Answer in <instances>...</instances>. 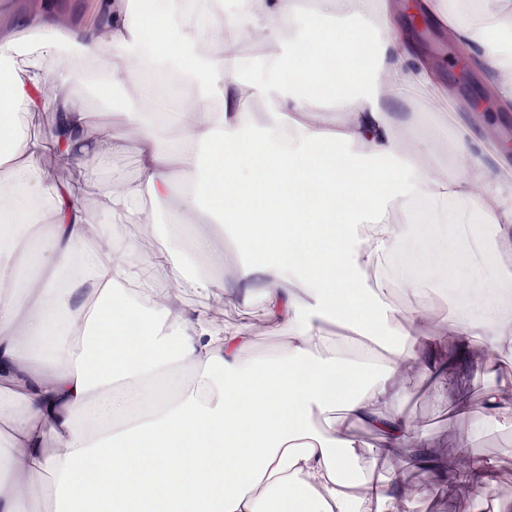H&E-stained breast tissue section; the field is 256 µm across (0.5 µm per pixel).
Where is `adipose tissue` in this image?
I'll use <instances>...</instances> for the list:
<instances>
[{"label":"adipose tissue","instance_id":"1","mask_svg":"<svg viewBox=\"0 0 512 512\" xmlns=\"http://www.w3.org/2000/svg\"><path fill=\"white\" fill-rule=\"evenodd\" d=\"M105 29L73 26L33 44L0 40V182L21 198L0 208V512H405L398 476L376 461L426 437L397 408L405 366L448 396L447 340L487 339L492 378L481 407L455 411L489 423L512 417V308L501 302L512 271L483 248L494 225L512 244V165L491 164L484 142L449 141L448 169L423 165L434 148L419 121L399 120L391 100L423 99L433 112L448 88L414 43L400 0H100ZM465 58L494 76L512 104V24L491 0H422ZM292 34H285V25ZM260 31L270 54L199 55L209 36ZM376 32L372 64L359 44ZM31 47L38 65L17 62ZM93 61L94 71L67 64ZM104 108L91 128L73 87ZM203 105L180 111L189 89ZM127 96L112 108L118 90ZM265 122L256 125L252 100ZM338 112L333 125L323 108ZM22 112H47L44 143L19 132ZM177 127L178 142L169 129ZM134 152L140 175L101 183L115 155ZM74 169L58 186L44 153ZM98 186L97 209L139 224L148 204L176 198L179 227L149 251L118 245L83 210L77 184ZM52 190L48 207L35 201ZM231 227L252 253L238 293L262 296L284 343L266 360L248 353L250 325L230 331L182 293L209 298L220 261L197 231L199 210ZM265 246L253 250L255 235ZM446 242L443 278L468 275L437 338L422 329L424 304L398 308L370 279L412 242ZM331 320L363 349L382 347L377 371L351 362L323 333ZM189 369L182 378L180 369ZM381 437L370 457L348 426ZM224 466L210 464L212 446Z\"/></svg>","mask_w":512,"mask_h":512}]
</instances>
